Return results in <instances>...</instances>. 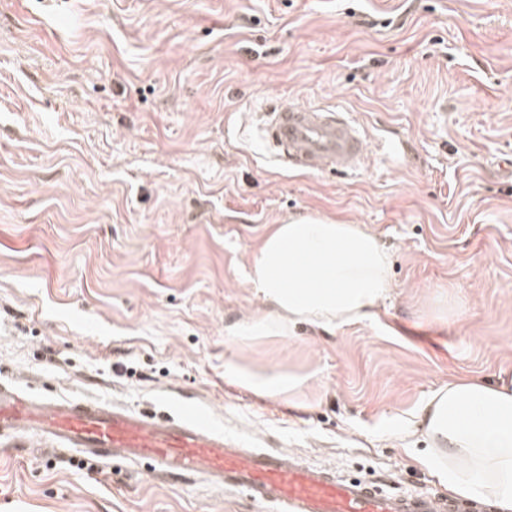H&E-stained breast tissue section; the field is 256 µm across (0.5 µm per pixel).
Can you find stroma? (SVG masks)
I'll list each match as a JSON object with an SVG mask.
<instances>
[{
	"label": "stroma",
	"instance_id": "stroma-1",
	"mask_svg": "<svg viewBox=\"0 0 512 512\" xmlns=\"http://www.w3.org/2000/svg\"><path fill=\"white\" fill-rule=\"evenodd\" d=\"M330 105L355 174L280 167L273 105ZM291 215L391 255L372 321L236 340L247 266ZM310 374L291 404L224 363ZM512 368V0H0V380L138 410L192 398L250 448L443 495L418 411ZM0 437V512H276L196 473L76 468Z\"/></svg>",
	"mask_w": 512,
	"mask_h": 512
}]
</instances>
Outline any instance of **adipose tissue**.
<instances>
[{"label": "adipose tissue", "instance_id": "adipose-tissue-1", "mask_svg": "<svg viewBox=\"0 0 512 512\" xmlns=\"http://www.w3.org/2000/svg\"><path fill=\"white\" fill-rule=\"evenodd\" d=\"M389 264L377 236L360 225L322 216L288 219L265 236L248 267L257 313L228 334L286 336L301 325L333 330L373 319L391 290ZM224 376L284 402L305 382L285 369H253L230 360ZM420 424L430 442L423 462L449 495L484 498L496 512H512L511 378L448 383L424 405Z\"/></svg>", "mask_w": 512, "mask_h": 512}]
</instances>
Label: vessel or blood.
<instances>
[{
	"label": "vessel or blood",
	"instance_id": "vessel-or-blood-1",
	"mask_svg": "<svg viewBox=\"0 0 512 512\" xmlns=\"http://www.w3.org/2000/svg\"><path fill=\"white\" fill-rule=\"evenodd\" d=\"M262 140L283 166L304 172L349 175L368 159L366 137L336 108H269ZM15 434L53 439L91 460L146 462L157 476L202 472L278 512H464L428 494L395 493L291 454L246 447L212 428L189 400L176 414L156 415L107 401L38 398L0 382V436Z\"/></svg>",
	"mask_w": 512,
	"mask_h": 512
}]
</instances>
